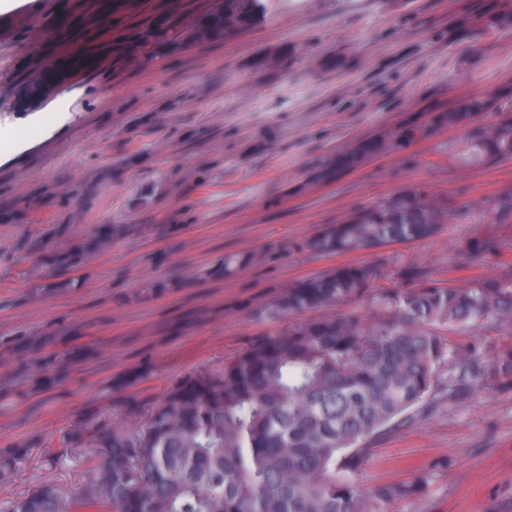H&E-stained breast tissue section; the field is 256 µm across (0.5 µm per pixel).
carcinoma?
Masks as SVG:
<instances>
[{
	"mask_svg": "<svg viewBox=\"0 0 512 512\" xmlns=\"http://www.w3.org/2000/svg\"><path fill=\"white\" fill-rule=\"evenodd\" d=\"M268 14V0H211L181 31L185 45L206 30L210 41L245 33ZM512 28V10L480 18L477 31ZM165 20L131 29L113 53L126 60L147 45L168 44ZM62 80L42 71L25 89L39 98ZM491 112L494 121L482 123ZM462 131L451 154L462 167L512 160V83L456 98L446 108L409 116L336 152L319 172L326 180L366 160L402 151L429 133ZM476 207L458 208L418 183L327 224L305 247L320 255L430 239L450 224L474 223ZM481 224H512V189L483 208ZM120 231L107 224L91 243L60 254L71 265L101 250ZM501 241L473 237L467 257L496 260ZM384 267L346 263L286 288L268 308L291 319L288 330L260 335L213 372L192 373L155 405L126 402L118 418L93 413L67 431L65 448L93 449L88 478L66 491L44 481L7 501L0 512H388L419 496L431 473L367 490L351 479L374 437L414 421L443 389L467 393L512 385V349L488 354L480 331L512 335V271L465 287L422 279L418 266L398 271L399 285L375 295L365 315L340 307L366 295ZM450 336H464L452 343ZM34 439L0 451V482L26 461Z\"/></svg>",
	"mask_w": 512,
	"mask_h": 512,
	"instance_id": "cac0c4a2",
	"label": "carcinoma"
}]
</instances>
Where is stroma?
I'll return each instance as SVG.
<instances>
[{
	"mask_svg": "<svg viewBox=\"0 0 512 512\" xmlns=\"http://www.w3.org/2000/svg\"><path fill=\"white\" fill-rule=\"evenodd\" d=\"M209 0H17L0 12V125L65 108L51 134H28L0 158V448L40 439L0 503L50 479H87L92 449L62 447L87 414L118 417L129 397L156 404L183 376L211 369L251 339L287 329L263 308L288 284L341 263H417L425 279L467 284L512 267V224H452L411 244L339 256L301 245L407 183L456 206L512 188V160L458 168L437 131L333 180L312 174L351 141L467 93L512 82V29H467L512 0H270L266 22L220 42L145 47L121 63L112 44L161 18L182 27ZM286 44L274 70L257 57ZM327 58L336 67L324 66ZM66 83L26 98L48 60ZM124 231L73 267L52 257L98 227ZM494 235L500 260L467 258L466 239ZM260 259L232 275L224 257ZM68 358L59 385L34 390L30 369ZM143 380L113 382L131 369ZM430 471L422 495L391 512H512V387L440 395L410 425L369 441L361 488Z\"/></svg>",
	"mask_w": 512,
	"mask_h": 512,
	"instance_id": "35a3bbf8",
	"label": "stroma"
}]
</instances>
